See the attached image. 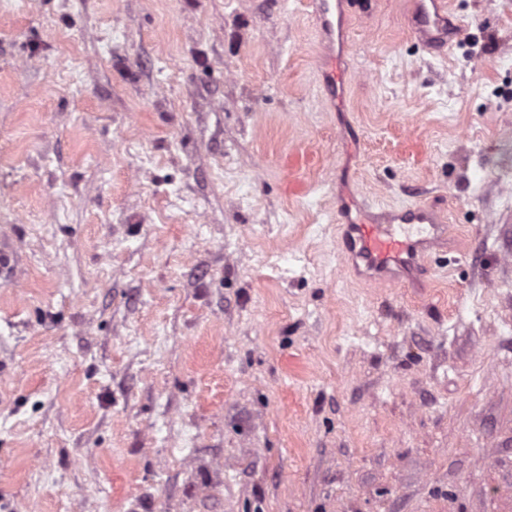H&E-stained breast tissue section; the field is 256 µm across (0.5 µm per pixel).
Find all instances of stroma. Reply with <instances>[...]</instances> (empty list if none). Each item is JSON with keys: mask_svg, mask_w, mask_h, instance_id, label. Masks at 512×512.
Segmentation results:
<instances>
[{"mask_svg": "<svg viewBox=\"0 0 512 512\" xmlns=\"http://www.w3.org/2000/svg\"><path fill=\"white\" fill-rule=\"evenodd\" d=\"M0 0V512H512V0ZM435 205L422 287L336 188ZM308 4L318 28L323 49L320 67L322 87L328 105L335 109L342 102L344 84V70L336 55V13L342 18L345 17L346 2L344 0H310ZM420 12L411 18L417 39L430 50H441L457 39L458 21L448 14L444 0H420ZM336 198L339 223L347 227L344 263L367 280L415 285L428 257L451 248L445 216L432 207L409 205L376 212L368 201L359 202L348 192H337Z\"/></svg>", "mask_w": 512, "mask_h": 512, "instance_id": "stroma-1", "label": "stroma"}]
</instances>
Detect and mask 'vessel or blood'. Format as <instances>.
<instances>
[{"instance_id":"b4317fda","label":"vessel or blood","mask_w":512,"mask_h":512,"mask_svg":"<svg viewBox=\"0 0 512 512\" xmlns=\"http://www.w3.org/2000/svg\"><path fill=\"white\" fill-rule=\"evenodd\" d=\"M309 7L323 49L322 87L328 105L335 108L342 102L344 84L336 44L348 39L347 28L337 26L336 18L344 14L345 0H309ZM411 26L421 44L431 50L448 47L460 32L445 0H423ZM337 199L336 213L347 227L344 262L365 279L415 284L428 257L450 245L445 217L432 207L409 205L378 211L347 192L338 193Z\"/></svg>"}]
</instances>
